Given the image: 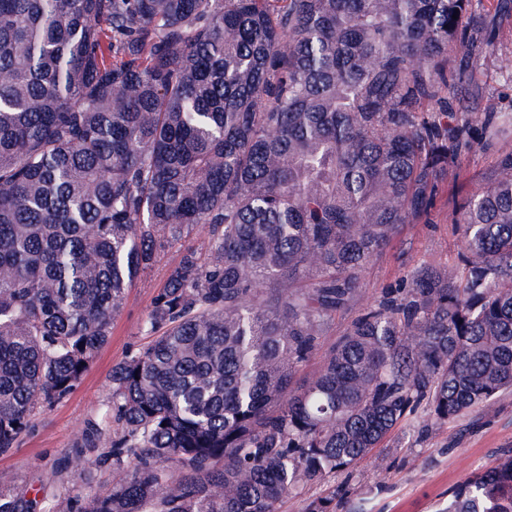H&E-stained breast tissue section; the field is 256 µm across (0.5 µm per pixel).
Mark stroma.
<instances>
[{
    "instance_id": "1",
    "label": "stroma",
    "mask_w": 512,
    "mask_h": 512,
    "mask_svg": "<svg viewBox=\"0 0 512 512\" xmlns=\"http://www.w3.org/2000/svg\"><path fill=\"white\" fill-rule=\"evenodd\" d=\"M465 24L473 33L469 53L448 55L447 75L466 73L467 82L449 97L453 111L476 117L512 112V0H473ZM512 152V136L480 148H461L458 166L443 180L428 214L404 225L400 234L365 267L362 286L350 305L324 325L319 345L299 367L297 381L313 379L326 354L341 340L352 320L375 304L382 289L416 268L431 266L462 272V242L456 221L477 184L493 179L500 158ZM181 255L166 249L133 281L112 319L111 336L76 390L60 403L36 411L34 429L18 448L0 455V488L37 489L55 512H70L62 485L74 451H81L89 476L88 493L110 492L122 472L101 464L99 449L82 448V435L111 393L112 366L145 349L151 337L145 320L153 297L163 288ZM512 449V392L452 423H439L427 406L400 422L373 455L327 481L299 485L284 498L281 512H304L310 501L342 486L347 495L336 512H442L452 489L474 472L491 468Z\"/></svg>"
}]
</instances>
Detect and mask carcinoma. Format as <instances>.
I'll use <instances>...</instances> for the list:
<instances>
[{
    "label": "carcinoma",
    "instance_id": "carcinoma-1",
    "mask_svg": "<svg viewBox=\"0 0 512 512\" xmlns=\"http://www.w3.org/2000/svg\"><path fill=\"white\" fill-rule=\"evenodd\" d=\"M471 0H0V454L69 396L128 285L195 226L112 367L75 458L77 512H279L419 405L452 422L512 389V152L458 220L464 272L385 290L293 377L459 149L512 133L448 111ZM0 512H54L0 490ZM446 512H512V451Z\"/></svg>",
    "mask_w": 512,
    "mask_h": 512
}]
</instances>
